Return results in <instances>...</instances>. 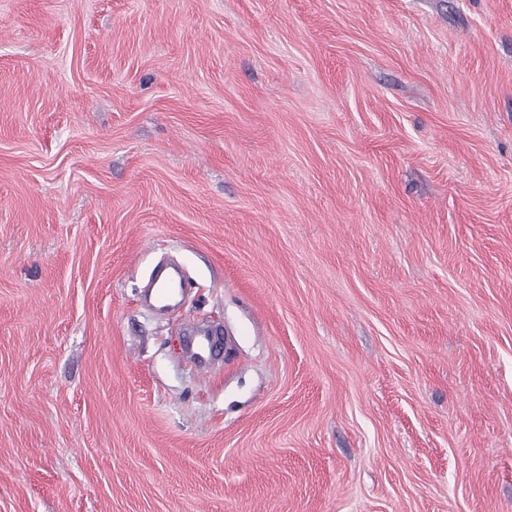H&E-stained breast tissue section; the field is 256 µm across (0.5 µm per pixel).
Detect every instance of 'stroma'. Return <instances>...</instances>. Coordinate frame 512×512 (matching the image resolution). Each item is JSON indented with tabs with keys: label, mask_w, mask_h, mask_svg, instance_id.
<instances>
[{
	"label": "stroma",
	"mask_w": 512,
	"mask_h": 512,
	"mask_svg": "<svg viewBox=\"0 0 512 512\" xmlns=\"http://www.w3.org/2000/svg\"><path fill=\"white\" fill-rule=\"evenodd\" d=\"M0 512H512V0H0ZM177 275L178 271L175 270L174 272H169L163 276H159L162 281L159 283L158 288H155L156 301L160 305L157 308L158 311L168 312L170 309H173L177 306L175 301V290L179 289L168 288V284L172 282ZM191 332V351L190 358L194 360L200 370H206L207 366L217 355L214 345L219 341V328L212 325H190Z\"/></svg>",
	"instance_id": "stroma-1"
}]
</instances>
